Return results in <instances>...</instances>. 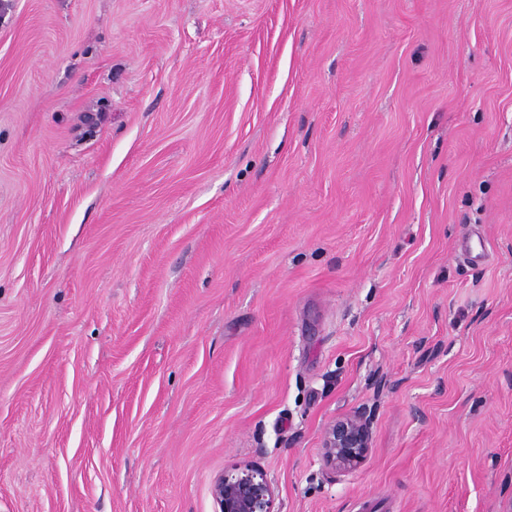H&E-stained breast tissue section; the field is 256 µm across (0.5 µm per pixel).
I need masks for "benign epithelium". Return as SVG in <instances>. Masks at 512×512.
<instances>
[{"instance_id":"7a95c632","label":"benign epithelium","mask_w":512,"mask_h":512,"mask_svg":"<svg viewBox=\"0 0 512 512\" xmlns=\"http://www.w3.org/2000/svg\"><path fill=\"white\" fill-rule=\"evenodd\" d=\"M371 418L363 409L338 417L324 430L323 457L338 473L355 472L371 448ZM211 494L217 512H274L275 487L263 471L244 465L216 476Z\"/></svg>"}]
</instances>
